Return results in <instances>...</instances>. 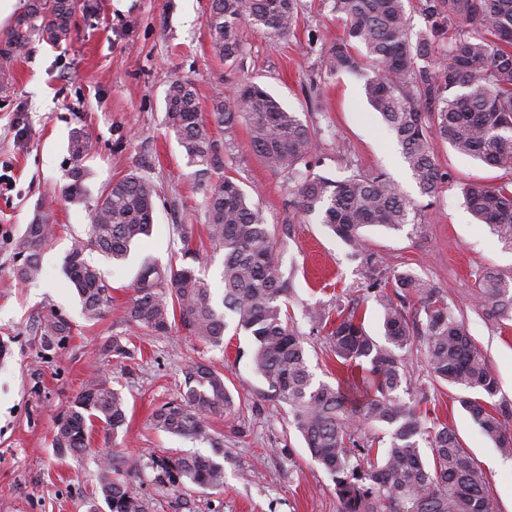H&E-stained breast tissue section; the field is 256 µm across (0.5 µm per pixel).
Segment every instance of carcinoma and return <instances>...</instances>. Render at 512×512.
<instances>
[{
    "label": "carcinoma",
    "instance_id": "1",
    "mask_svg": "<svg viewBox=\"0 0 512 512\" xmlns=\"http://www.w3.org/2000/svg\"><path fill=\"white\" fill-rule=\"evenodd\" d=\"M298 0H212L207 25L212 51L236 63L245 47L240 25L247 23L280 38L298 21ZM344 22V36L323 55L325 72L357 73L369 66L365 95L395 134L419 193L434 198L445 176L435 162V147L449 144L457 153L512 172V0H424L430 28L412 36L407 0H332ZM78 0H32L0 37V59L16 57L39 37L51 45L68 41ZM450 34L445 54L436 38ZM213 118L226 129L244 121L249 147L269 168L295 185L304 216H316L361 259L365 298L381 309L385 341L363 327L358 305L332 317L314 305L309 321L324 331L336 361L355 372L344 382L315 381L305 338L288 310L292 286L277 257V241L260 211L247 200L238 180L224 171V144L214 139L200 112L195 84L173 79L165 93L164 125L181 147L204 196L212 252L223 253L222 294L217 296L194 263L191 228L176 225L183 247L167 266H142L126 307L125 323L143 336L165 335L181 327L211 348L224 347V332L249 337L252 365L268 390L288 406L312 459L333 478L341 512H497L485 475L463 448L456 432L405 399L411 382L406 356L419 345L433 378L462 392L461 408L500 453L512 456V404L488 402L499 391L497 376L465 322L448 304L447 292L409 270L387 274L365 250L364 230L399 231L417 209L384 175L353 172L332 179L304 172L299 165L314 149L310 128L285 109L263 86L241 80L231 96L215 99ZM92 151L88 133L71 134L72 165L61 198L83 195ZM467 208L512 250V189L472 182L462 191ZM154 183L130 173L108 183L91 214L85 235L73 239L63 263L67 284L78 295L85 320L96 322L112 311V286L85 260L97 251L123 261L131 248L150 236ZM50 207L40 203L15 242L23 283L39 278L40 258L55 236ZM481 314L489 321L512 320V277L487 269L475 280ZM72 325L51 313L41 323V345L52 351L71 336ZM102 354L126 359L128 344L112 338ZM179 396L153 414L156 429L205 441L213 455L170 456L150 451L135 460L116 455L100 460L99 492L109 512H149V501L128 487L126 476L146 469L156 484L184 481L212 490L224 487V443L209 421L232 416L237 407L224 373L188 361ZM378 423L385 436L356 437L352 421ZM127 420V399L109 372L93 380L58 420L53 446L79 452L89 444L95 424L116 433ZM432 448L427 463L420 447Z\"/></svg>",
    "mask_w": 512,
    "mask_h": 512
}]
</instances>
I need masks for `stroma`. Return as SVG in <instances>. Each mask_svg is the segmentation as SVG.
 <instances>
[{"mask_svg":"<svg viewBox=\"0 0 512 512\" xmlns=\"http://www.w3.org/2000/svg\"><path fill=\"white\" fill-rule=\"evenodd\" d=\"M94 12L77 8L70 39L53 46L33 40L7 67L0 90V512H86L99 487V459L135 458L153 450L210 454L206 442H191L156 430L152 413L176 398L188 360L212 362L241 409L211 423L224 442V489L192 483L161 488L152 472L129 485L152 499L153 512H340L334 481L311 459L300 433L251 364V344L226 330L224 346L209 349L184 330L135 336L132 356L107 362L103 345L127 329L124 310L144 259L166 265L182 243L176 225L193 228L206 241L203 195L181 148L163 124L169 82L191 78L203 115H211L217 93L231 94L240 77L261 83L315 133L310 170L332 179L351 172L385 174L410 198L419 191L401 148L368 104L364 75H327L321 56L343 35L332 0H298L293 34L277 39L242 25L245 52L232 66L214 57L207 28L211 0H93ZM89 133L93 149L80 200L65 201L60 189L72 164L67 150L75 130ZM224 143V163L275 234L278 258L292 285L290 302L303 333L309 366L317 380L337 384L344 371L326 338L303 318L304 305L321 303L327 313L362 300L366 331L382 338V316L363 301L366 272L348 248L315 218L293 205L294 188L249 148L245 125L226 130L210 124ZM447 180L430 206L420 208L415 228L367 231L368 248L380 268L409 270L448 293L490 360L500 399L512 402V321L500 324L477 312V275L491 267L512 277V252L466 209L462 189L481 181L512 184V173L459 155L449 145L435 149ZM136 171L157 188L152 234L115 264L92 252L87 261L112 287V310L85 321L77 296L67 288L63 259L74 236L84 234L101 189ZM51 205L57 232L41 255L33 283L14 274V242L38 202ZM65 316L73 332L64 349L43 351L37 329L50 313ZM110 370L128 401V425L118 432L96 426L87 451L62 454L53 446L55 425L85 385ZM415 393H426L424 409L458 434L485 474L498 512H512V459L503 458L461 409L454 387L432 380L422 353L408 356Z\"/></svg>","mask_w":512,"mask_h":512,"instance_id":"1","label":"stroma"}]
</instances>
